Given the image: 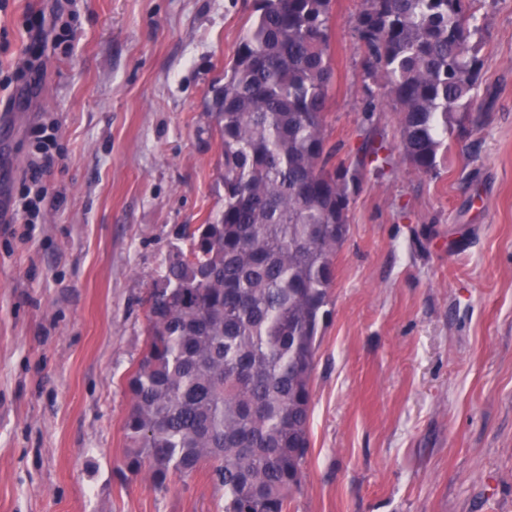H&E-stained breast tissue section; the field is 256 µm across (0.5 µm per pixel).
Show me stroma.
Returning a JSON list of instances; mask_svg holds the SVG:
<instances>
[{"label": "stroma", "mask_w": 512, "mask_h": 512, "mask_svg": "<svg viewBox=\"0 0 512 512\" xmlns=\"http://www.w3.org/2000/svg\"><path fill=\"white\" fill-rule=\"evenodd\" d=\"M0 10V67L26 55ZM332 0L325 134L368 164L336 258L313 377L306 479L289 512H512V0H476L483 61L470 133L435 172L398 150L400 116L368 82ZM252 0H78L69 54L46 52L0 126V512H224L209 469L119 480L125 387L147 296L183 225L224 204L208 115ZM52 140L32 223L13 210L36 127Z\"/></svg>", "instance_id": "35a3bbf8"}]
</instances>
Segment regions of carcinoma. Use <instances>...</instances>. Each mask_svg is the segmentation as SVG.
I'll list each match as a JSON object with an SVG mask.
<instances>
[{
	"mask_svg": "<svg viewBox=\"0 0 512 512\" xmlns=\"http://www.w3.org/2000/svg\"><path fill=\"white\" fill-rule=\"evenodd\" d=\"M474 0H365L369 79H385L400 152L432 173L464 137L482 62ZM331 0H255L209 103L224 206L186 227L150 289L148 338L126 385V477L158 489L207 467L224 512H288L305 482L312 381L335 259L361 171L325 136Z\"/></svg>",
	"mask_w": 512,
	"mask_h": 512,
	"instance_id": "carcinoma-1",
	"label": "carcinoma"
}]
</instances>
